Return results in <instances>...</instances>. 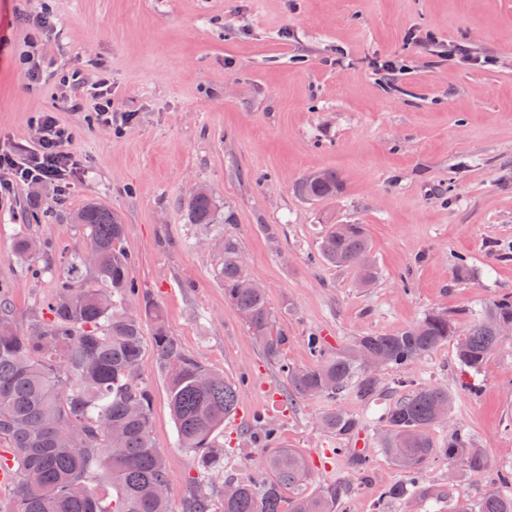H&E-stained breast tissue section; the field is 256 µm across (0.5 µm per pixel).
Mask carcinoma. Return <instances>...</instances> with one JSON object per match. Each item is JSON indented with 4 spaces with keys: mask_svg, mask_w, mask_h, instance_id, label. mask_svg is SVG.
I'll return each mask as SVG.
<instances>
[{
    "mask_svg": "<svg viewBox=\"0 0 512 512\" xmlns=\"http://www.w3.org/2000/svg\"><path fill=\"white\" fill-rule=\"evenodd\" d=\"M334 172L302 178L297 192L311 201L341 193ZM188 222L203 229L231 224V212L212 192L199 187L187 200ZM84 248L70 254L51 273L56 291L43 315L21 327L8 296L0 297V469L15 474L10 512H170L168 465L151 437L152 397L139 370L144 329L166 378L178 446L192 460L199 479L192 482L182 512H336V486L307 491L309 477L302 455L291 448H269L264 461L245 479L224 481L215 501L201 479L224 471L218 435L238 405L236 384L212 372L188 354L169 331L163 308L129 277L124 228L118 214L97 201L75 212ZM45 244L32 237L16 241L15 253L33 262ZM224 255L215 277L224 299L240 314L271 360H281L288 334L278 326L268 297L241 284L248 280L242 252L232 237L219 240ZM319 252L329 265L354 268L364 284L377 277L375 266L361 265L370 252L362 224H328ZM512 321V298H499L463 322L430 312L394 335L360 336L346 351L313 366L280 368L298 397L332 401L349 387L363 398L375 395L378 379L366 368L406 366L457 338L456 363L480 373L504 340L499 323ZM446 386L419 387L395 401L382 417L383 451L404 472L385 497L401 500L427 493V464L439 455L473 472L486 468V457L458 429L448 444L435 447L430 430L450 412ZM338 436L352 434L358 422L340 410L323 418ZM112 483L113 494L93 486L95 471ZM456 512H512V469L495 474L491 484Z\"/></svg>",
    "mask_w": 512,
    "mask_h": 512,
    "instance_id": "obj_1",
    "label": "carcinoma"
}]
</instances>
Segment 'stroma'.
Listing matches in <instances>:
<instances>
[{
    "label": "stroma",
    "mask_w": 512,
    "mask_h": 512,
    "mask_svg": "<svg viewBox=\"0 0 512 512\" xmlns=\"http://www.w3.org/2000/svg\"><path fill=\"white\" fill-rule=\"evenodd\" d=\"M44 7L50 28L17 24V14ZM27 54L39 81L27 76ZM375 59L405 63L393 87ZM96 68L112 82L113 112L129 122L102 127L90 102L75 108L63 98V76ZM46 112L72 131L86 173L64 203L30 185L0 207V288L28 326L55 281L18 261L16 239L44 240L56 265L83 244L71 217L87 200L117 210L130 277L163 307L185 351L238 387L237 411L218 437L224 473L214 476V493L224 476L247 477L264 457L258 416L303 455L310 490L345 486L338 512H453L489 485L492 470L512 467V336L476 375V393L461 384L451 340L380 370L371 398L351 389L336 403L300 399L214 276L219 236L236 238L288 334L283 362L295 367L313 364V333L333 353L366 334L399 333L431 311L459 314L512 297V0H0V141L31 143ZM323 170L336 172L343 194L301 198L298 180ZM199 185L233 223H188L186 201ZM325 216L365 226L379 272L373 286L358 287L353 270L320 260ZM462 259L467 280L458 276ZM141 374L153 398V440L168 461L169 505L181 512L196 471L176 444L152 351ZM400 379L450 387L453 414L435 439L461 425L488 459L481 473L430 462L429 483L444 493L437 502L385 497L402 478L379 448ZM335 406L361 421L363 472L351 437L321 424Z\"/></svg>",
    "instance_id": "stroma-1"
}]
</instances>
